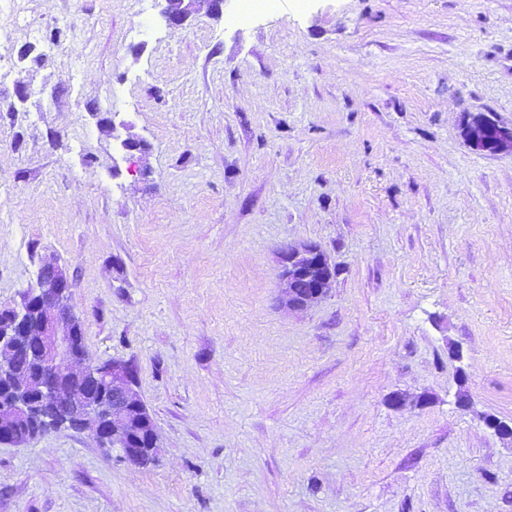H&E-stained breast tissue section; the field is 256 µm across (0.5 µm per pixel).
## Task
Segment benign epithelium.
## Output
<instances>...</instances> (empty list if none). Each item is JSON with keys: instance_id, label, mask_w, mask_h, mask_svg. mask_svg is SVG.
<instances>
[{"instance_id": "1", "label": "benign epithelium", "mask_w": 512, "mask_h": 512, "mask_svg": "<svg viewBox=\"0 0 512 512\" xmlns=\"http://www.w3.org/2000/svg\"><path fill=\"white\" fill-rule=\"evenodd\" d=\"M162 14L171 26H182L195 0H164ZM464 136L478 153L512 151V127L488 116L469 120ZM285 304L303 310L332 286L333 272L313 245L290 246L282 252ZM70 282L57 264L43 263L35 285L24 292L25 305L8 320L0 319V381L10 385L0 407V442L19 426L37 433L45 427L94 429L106 448L139 465L147 415L133 390L131 366L120 360L93 361L84 345L79 318L69 305ZM31 342L35 373L18 370L13 356Z\"/></svg>"}]
</instances>
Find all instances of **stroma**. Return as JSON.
<instances>
[{
	"instance_id": "stroma-1",
	"label": "stroma",
	"mask_w": 512,
	"mask_h": 512,
	"mask_svg": "<svg viewBox=\"0 0 512 512\" xmlns=\"http://www.w3.org/2000/svg\"><path fill=\"white\" fill-rule=\"evenodd\" d=\"M235 7L0 11V311L57 261L159 436L0 444V512H512V152L463 132L512 126V0ZM306 243L336 276L293 311ZM165 6L162 14L171 26H181L190 17L195 0H164ZM464 136L470 148L478 153L512 151V127L485 115L469 120L464 127ZM281 263V276L286 282L284 302L289 308L306 309L332 286L333 272L316 246H288L282 252Z\"/></svg>"
}]
</instances>
